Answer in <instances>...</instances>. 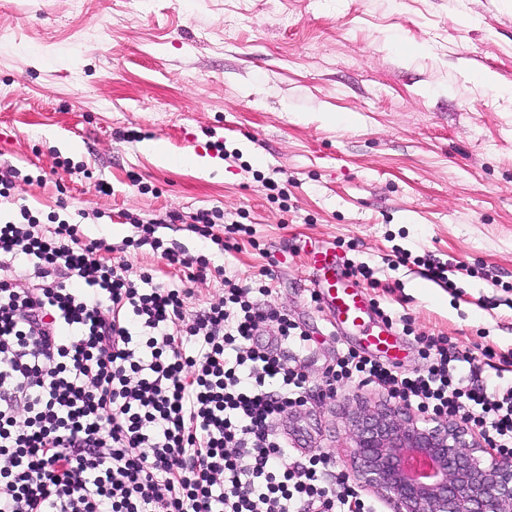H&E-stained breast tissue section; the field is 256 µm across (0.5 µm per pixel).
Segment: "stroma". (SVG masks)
Here are the masks:
<instances>
[{
    "label": "stroma",
    "mask_w": 512,
    "mask_h": 512,
    "mask_svg": "<svg viewBox=\"0 0 512 512\" xmlns=\"http://www.w3.org/2000/svg\"><path fill=\"white\" fill-rule=\"evenodd\" d=\"M146 140L233 157L207 174L165 167ZM7 168L19 176L0 219L58 212L117 248L155 219L164 244L240 284L267 271L265 304L311 338L309 402L279 424L303 456L349 470L348 412L388 397L353 381L325 392L358 340L311 301L306 241L373 269L370 298L405 321L399 373L425 369L422 335L471 349L488 384L484 349L512 351V0H0ZM204 209L253 240L221 251L165 220ZM397 249L447 262L452 287L425 295L420 266L391 265ZM125 258L190 289L188 310L222 295L150 247Z\"/></svg>",
    "instance_id": "stroma-1"
}]
</instances>
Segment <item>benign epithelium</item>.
Masks as SVG:
<instances>
[{"label": "benign epithelium", "mask_w": 512, "mask_h": 512, "mask_svg": "<svg viewBox=\"0 0 512 512\" xmlns=\"http://www.w3.org/2000/svg\"><path fill=\"white\" fill-rule=\"evenodd\" d=\"M352 472L398 512H512V455L456 420L429 426L408 404L349 414Z\"/></svg>", "instance_id": "7a95c632"}]
</instances>
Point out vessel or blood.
Listing matches in <instances>:
<instances>
[{"label":"vessel or blood","mask_w":512,"mask_h":512,"mask_svg":"<svg viewBox=\"0 0 512 512\" xmlns=\"http://www.w3.org/2000/svg\"><path fill=\"white\" fill-rule=\"evenodd\" d=\"M305 256L321 304L336 324L345 329L362 328L366 350L396 356L401 347L397 330L390 323H374L373 304L340 254L332 248L309 245Z\"/></svg>","instance_id":"obj_1"}]
</instances>
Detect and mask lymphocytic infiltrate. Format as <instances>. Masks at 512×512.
I'll use <instances>...</instances> for the list:
<instances>
[{"mask_svg":"<svg viewBox=\"0 0 512 512\" xmlns=\"http://www.w3.org/2000/svg\"><path fill=\"white\" fill-rule=\"evenodd\" d=\"M19 216L0 224V512H376L328 454L297 457L277 430L306 402L309 336L258 304L267 285L226 278L205 255L164 245L154 222L137 224L126 247L160 251L188 281L219 279L223 296L191 314L185 290L131 276L106 239L56 215ZM221 218L186 219L223 250L248 227ZM22 256L34 279L16 273ZM267 321L288 353L251 346ZM419 342L423 371L350 350L323 383L383 389L512 454V380L481 383L469 349Z\"/></svg>","mask_w":512,"mask_h":512,"instance_id":"lymphocytic-infiltrate-1","label":"lymphocytic infiltrate"}]
</instances>
